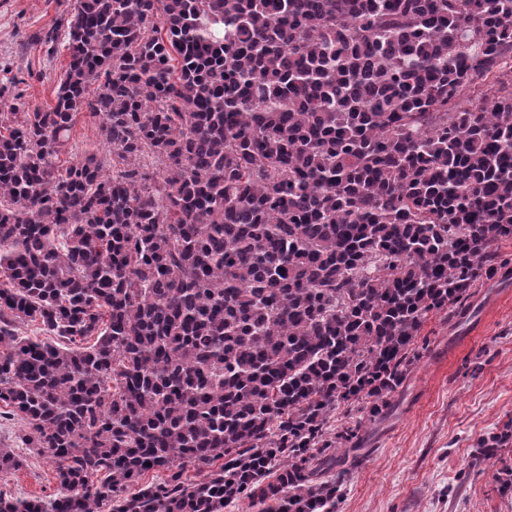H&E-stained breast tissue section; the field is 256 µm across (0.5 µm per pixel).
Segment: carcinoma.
Here are the masks:
<instances>
[{
    "instance_id": "cac0c4a2",
    "label": "carcinoma",
    "mask_w": 512,
    "mask_h": 512,
    "mask_svg": "<svg viewBox=\"0 0 512 512\" xmlns=\"http://www.w3.org/2000/svg\"><path fill=\"white\" fill-rule=\"evenodd\" d=\"M61 31L54 105L0 112V419L58 489L0 512H336L363 437L330 414L383 417L428 313L508 268L512 0H76ZM84 111L112 158L64 168Z\"/></svg>"
}]
</instances>
